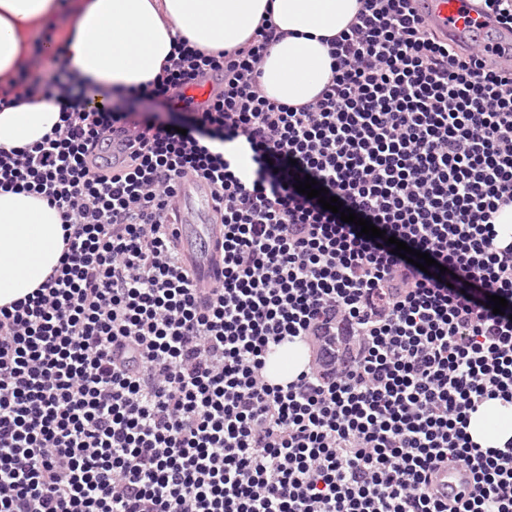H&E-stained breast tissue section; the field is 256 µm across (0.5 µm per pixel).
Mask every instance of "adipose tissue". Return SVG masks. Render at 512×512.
Here are the masks:
<instances>
[{"instance_id": "1", "label": "adipose tissue", "mask_w": 512, "mask_h": 512, "mask_svg": "<svg viewBox=\"0 0 512 512\" xmlns=\"http://www.w3.org/2000/svg\"><path fill=\"white\" fill-rule=\"evenodd\" d=\"M58 0H0V83L29 64L28 46L38 29L54 22ZM63 42L43 53L62 57L89 85L88 105L106 103L153 80L185 37L200 47L233 50L246 45L264 15L282 37L262 64L263 93L290 105L321 92L332 60L324 44L346 29L359 0H70ZM58 106L26 99L0 110V149L29 145L53 131ZM61 218L46 201L0 191V307L38 288L63 251ZM469 431L482 447L512 438V405L490 401L471 416Z\"/></svg>"}]
</instances>
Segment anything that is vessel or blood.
I'll return each mask as SVG.
<instances>
[{
  "label": "vessel or blood",
  "mask_w": 512,
  "mask_h": 512,
  "mask_svg": "<svg viewBox=\"0 0 512 512\" xmlns=\"http://www.w3.org/2000/svg\"><path fill=\"white\" fill-rule=\"evenodd\" d=\"M415 10L424 23L442 39L467 48H478L489 64L512 69V32L501 28L473 0H415ZM213 81H201L184 88L178 104L201 108L212 97ZM218 203L212 188L204 181L186 176L178 181L168 201V232L180 265L200 288H211L221 279L219 243L222 226L217 220ZM470 472L455 465L436 478L440 492L456 493L469 482Z\"/></svg>",
  "instance_id": "b4317fda"
}]
</instances>
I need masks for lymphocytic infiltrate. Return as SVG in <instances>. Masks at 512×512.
Listing matches in <instances>:
<instances>
[{"instance_id":"obj_1","label":"lymphocytic infiltrate","mask_w":512,"mask_h":512,"mask_svg":"<svg viewBox=\"0 0 512 512\" xmlns=\"http://www.w3.org/2000/svg\"><path fill=\"white\" fill-rule=\"evenodd\" d=\"M411 2L360 0L299 106L260 89L279 37L267 15L232 52L177 39L155 79L101 111L66 70L0 86V108H60L41 141L0 149V190L56 207L65 245L0 307V512H512V438L484 448L469 432L486 401L512 404L497 222L512 208V72L442 41ZM203 77L222 88L177 129L136 117L133 102L172 105ZM132 121L137 144L97 164ZM185 175L222 206L224 279L207 292L165 229ZM305 177L385 238L297 192ZM318 336L343 346L268 380L275 346ZM451 459L472 480L448 499L430 483Z\"/></svg>"}]
</instances>
